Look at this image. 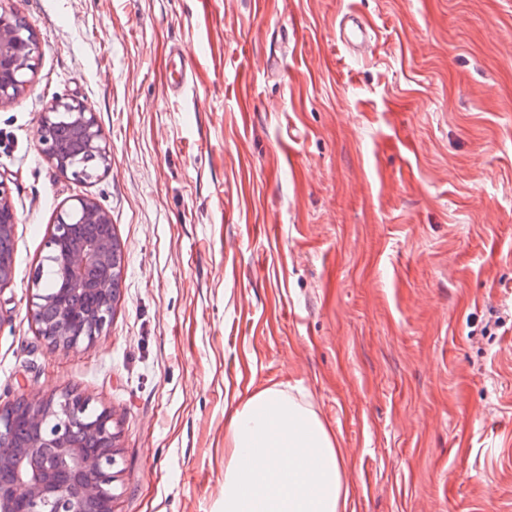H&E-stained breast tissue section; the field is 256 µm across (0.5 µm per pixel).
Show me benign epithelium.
Listing matches in <instances>:
<instances>
[{
    "instance_id": "benign-epithelium-1",
    "label": "benign epithelium",
    "mask_w": 512,
    "mask_h": 512,
    "mask_svg": "<svg viewBox=\"0 0 512 512\" xmlns=\"http://www.w3.org/2000/svg\"><path fill=\"white\" fill-rule=\"evenodd\" d=\"M0 0V106L10 103L29 80L39 46L19 13ZM66 117L83 133L82 150L107 162L106 143L92 110L84 103L56 98L45 108L40 142L48 161L79 180L86 172L71 167L55 146L57 120ZM17 223L10 192L0 181V287L13 270V233ZM47 259L61 262L66 289L37 293L31 315L38 333L64 348L91 344L109 324L112 312V224L88 199L60 212L46 241ZM117 434L112 413L86 412L73 394L21 398L0 406V512H112V461Z\"/></svg>"
}]
</instances>
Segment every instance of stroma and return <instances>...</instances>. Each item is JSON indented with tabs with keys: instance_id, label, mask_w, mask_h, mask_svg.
<instances>
[{
	"instance_id": "stroma-1",
	"label": "stroma",
	"mask_w": 512,
	"mask_h": 512,
	"mask_svg": "<svg viewBox=\"0 0 512 512\" xmlns=\"http://www.w3.org/2000/svg\"><path fill=\"white\" fill-rule=\"evenodd\" d=\"M12 6L40 54L0 107V404L111 411L113 512H219L224 425L266 388L333 433L349 512H512V0ZM57 97L95 116L96 178L41 151ZM79 198L124 273L108 327L63 349L29 299ZM351 25L348 26V23ZM371 25L355 16L345 15L339 22V37L342 42H353L360 40L363 42L370 38ZM17 223L10 192L0 181V288L8 284L13 270V233Z\"/></svg>"
}]
</instances>
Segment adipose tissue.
<instances>
[{
	"instance_id": "ef3b65f1",
	"label": "adipose tissue",
	"mask_w": 512,
	"mask_h": 512,
	"mask_svg": "<svg viewBox=\"0 0 512 512\" xmlns=\"http://www.w3.org/2000/svg\"><path fill=\"white\" fill-rule=\"evenodd\" d=\"M222 512H346L349 489L333 434L280 389L230 416Z\"/></svg>"
}]
</instances>
